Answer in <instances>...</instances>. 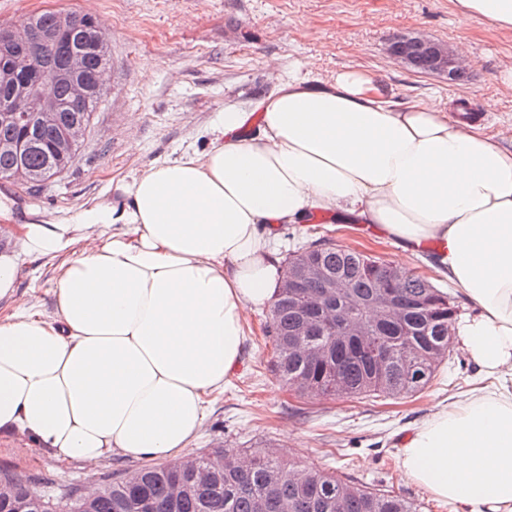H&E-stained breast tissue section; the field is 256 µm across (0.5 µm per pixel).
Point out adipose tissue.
<instances>
[{
    "label": "adipose tissue",
    "instance_id": "1",
    "mask_svg": "<svg viewBox=\"0 0 512 512\" xmlns=\"http://www.w3.org/2000/svg\"><path fill=\"white\" fill-rule=\"evenodd\" d=\"M455 6L512 32V0ZM124 192L69 223L18 219L0 194L18 243L0 250V299L25 259L60 261L52 316L0 315V436L16 454L187 457L240 368L246 310L278 293V227L320 215L429 253L465 298L453 331L475 385L404 439L399 469L451 512H512V143L431 98L394 105L359 70L291 74L226 106L204 154L157 162Z\"/></svg>",
    "mask_w": 512,
    "mask_h": 512
}]
</instances>
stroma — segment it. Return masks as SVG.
<instances>
[{
    "mask_svg": "<svg viewBox=\"0 0 512 512\" xmlns=\"http://www.w3.org/2000/svg\"><path fill=\"white\" fill-rule=\"evenodd\" d=\"M47 11L99 19L112 65L73 167L48 181L35 197L0 180V191L15 199L20 214L49 212L67 221L105 198L123 203V185L159 160L187 150L204 152L207 132L225 106L268 95L291 70L321 78L360 70L397 104L465 100L488 134L512 142V88L498 79L501 70L512 67V33L462 18L453 0H0V23ZM404 36L452 48L465 43L469 62L464 78L418 73L390 56L389 45ZM488 101L493 104L489 110L484 107ZM278 232L284 258L324 238L402 263L437 288H449L426 258L400 259L390 239L357 224H327L319 218L282 225ZM56 267L53 260L25 262L15 302L51 311ZM246 321L250 334L239 374L214 397L192 455L285 445L288 460L334 468L353 483L401 495L418 512H449L424 487L401 478L398 444L427 416L434 400L454 399L470 388L472 369L461 344H454L435 380L408 397H301L271 371L272 346L263 333L268 310L247 311ZM139 467V462L115 456L91 468L46 450L20 458L9 439L0 438V469L59 493L72 486L95 487Z\"/></svg>",
    "mask_w": 512,
    "mask_h": 512,
    "instance_id": "35a3bbf8",
    "label": "stroma"
}]
</instances>
